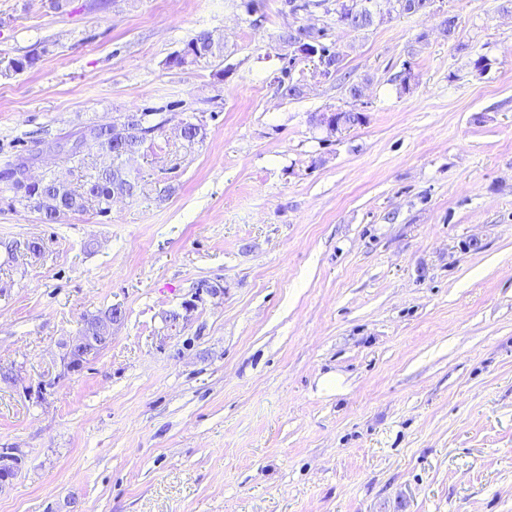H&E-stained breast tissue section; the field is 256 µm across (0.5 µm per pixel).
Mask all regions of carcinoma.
I'll return each instance as SVG.
<instances>
[{
  "label": "carcinoma",
  "mask_w": 512,
  "mask_h": 512,
  "mask_svg": "<svg viewBox=\"0 0 512 512\" xmlns=\"http://www.w3.org/2000/svg\"><path fill=\"white\" fill-rule=\"evenodd\" d=\"M350 10L353 12L352 29L364 30L371 27L375 21V12L372 9V0H348ZM283 46L292 47V41L301 39L312 47L317 48L326 56L328 65L333 70L326 71L332 76L339 71L341 63L340 53L325 42V32L307 30L303 27L295 29L291 34L285 30L278 35ZM220 46L213 45L207 40V33L202 31L191 37L184 48L169 58L167 64L171 67H186L202 59L219 56ZM39 55L30 51L24 55L11 59L10 69L21 73L35 66ZM293 71L295 66L288 65L277 78L278 87L288 97L296 96V82ZM149 111L132 112L127 115V121L121 125H111L109 129L102 130L98 126L83 131L85 134L84 146L77 151H64L65 162L81 167L85 164L86 156L95 150L108 159V163L96 170L86 183V188L78 192L69 188L55 175H45L35 181L24 177L26 164L19 161L0 174V179L6 182V190L26 206L43 215V220L50 223L70 214L79 213L93 207L99 214L110 211L112 200L117 196L132 198L142 191L139 176L129 173L127 161L130 156L139 153L143 142L139 140L137 132L144 129L149 123Z\"/></svg>",
  "instance_id": "1"
}]
</instances>
